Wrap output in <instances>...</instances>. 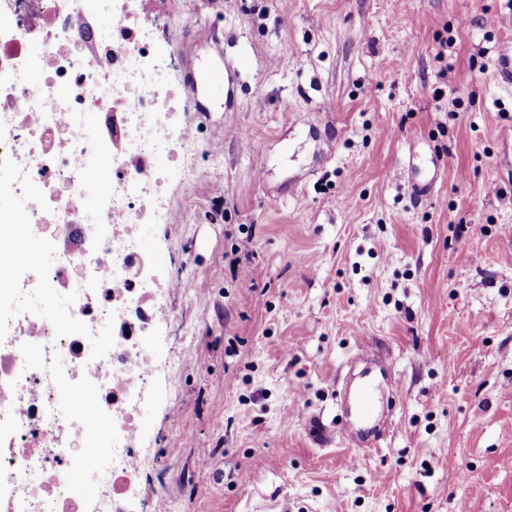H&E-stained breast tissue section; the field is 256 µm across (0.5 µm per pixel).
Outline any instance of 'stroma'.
Returning a JSON list of instances; mask_svg holds the SVG:
<instances>
[{
	"instance_id": "1",
	"label": "stroma",
	"mask_w": 512,
	"mask_h": 512,
	"mask_svg": "<svg viewBox=\"0 0 512 512\" xmlns=\"http://www.w3.org/2000/svg\"><path fill=\"white\" fill-rule=\"evenodd\" d=\"M181 27L143 250L162 319L137 402L148 465L100 512H512V0H157ZM231 64L227 98L194 94ZM222 142L220 152L210 151ZM418 173L441 175L415 202ZM224 205L216 207L215 191ZM248 277L232 266L243 239ZM367 335L394 361L381 448L339 428Z\"/></svg>"
}]
</instances>
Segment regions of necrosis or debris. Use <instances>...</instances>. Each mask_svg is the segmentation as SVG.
<instances>
[{
  "label": "necrosis or debris",
  "mask_w": 512,
  "mask_h": 512,
  "mask_svg": "<svg viewBox=\"0 0 512 512\" xmlns=\"http://www.w3.org/2000/svg\"><path fill=\"white\" fill-rule=\"evenodd\" d=\"M118 23L96 27L102 6ZM125 0H7L0 28V113L20 119L21 132L0 141V174L24 168L22 200L33 223L57 242L30 257L33 278L16 288L21 333L0 349V428L12 435L0 450V471L13 480L11 512H86L102 476L133 478L138 459L124 447L139 430L132 402L152 373L144 302L149 281L138 275V246L150 219H172L169 171L161 156L175 153L192 131L170 133L167 117L178 94L158 61L157 42L141 25L152 16L139 0L128 17ZM43 45L37 80L18 62L28 42ZM121 129L113 127L114 111ZM120 137L123 152L108 155L111 180L125 198L105 190L94 206L83 202L82 162ZM73 318L80 333L62 332L58 317ZM121 321L122 336L112 334ZM80 387L96 402L95 432L109 447L85 481L81 425L59 402L61 384Z\"/></svg>",
  "instance_id": "necrosis-or-debris-1"
}]
</instances>
